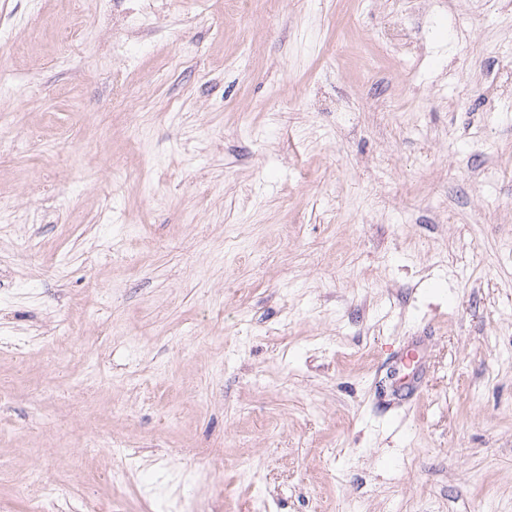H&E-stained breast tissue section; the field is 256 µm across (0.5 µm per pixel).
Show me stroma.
Wrapping results in <instances>:
<instances>
[{"label":"stroma","mask_w":512,"mask_h":512,"mask_svg":"<svg viewBox=\"0 0 512 512\" xmlns=\"http://www.w3.org/2000/svg\"><path fill=\"white\" fill-rule=\"evenodd\" d=\"M1 30L0 512H512V0Z\"/></svg>","instance_id":"1"}]
</instances>
